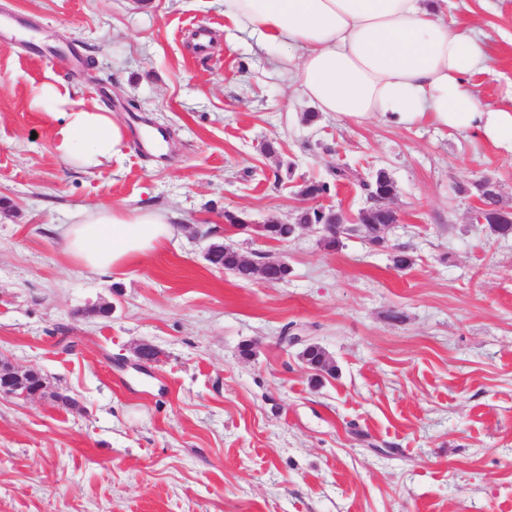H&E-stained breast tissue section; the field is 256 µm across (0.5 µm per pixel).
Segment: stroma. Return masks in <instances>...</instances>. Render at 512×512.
Here are the masks:
<instances>
[{
	"instance_id": "stroma-1",
	"label": "stroma",
	"mask_w": 512,
	"mask_h": 512,
	"mask_svg": "<svg viewBox=\"0 0 512 512\" xmlns=\"http://www.w3.org/2000/svg\"><path fill=\"white\" fill-rule=\"evenodd\" d=\"M448 17L477 25L475 90L505 101L512 0ZM224 25V0H0V354L46 381L0 399V512H512V237L464 192L486 177L512 207V153L428 119L307 121L276 51ZM47 81L109 109L123 157L63 163ZM337 165L396 181L386 246L225 227L293 222ZM98 204L166 211L173 235L118 275L75 267L63 230ZM225 239L285 257L288 281L215 268ZM301 359L315 371L318 376L335 375L336 365L327 351L318 344H307L300 352Z\"/></svg>"
}]
</instances>
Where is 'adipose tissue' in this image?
<instances>
[{
	"instance_id": "ef3b65f1",
	"label": "adipose tissue",
	"mask_w": 512,
	"mask_h": 512,
	"mask_svg": "<svg viewBox=\"0 0 512 512\" xmlns=\"http://www.w3.org/2000/svg\"><path fill=\"white\" fill-rule=\"evenodd\" d=\"M224 17L277 50L282 79L318 112L403 126L430 119L512 150V104L475 92L489 52L476 28L449 21L448 0H224ZM34 102L57 119L54 151L70 167L89 172L123 156L126 129L111 113L52 82ZM171 231L162 210L100 204L66 226L63 253L78 267L118 273Z\"/></svg>"
}]
</instances>
